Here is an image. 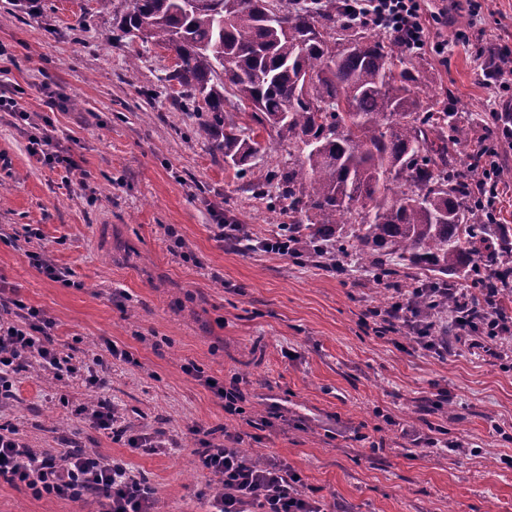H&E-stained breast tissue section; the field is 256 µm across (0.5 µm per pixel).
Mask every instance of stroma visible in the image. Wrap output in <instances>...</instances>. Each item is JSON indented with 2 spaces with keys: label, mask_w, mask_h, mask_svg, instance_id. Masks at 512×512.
<instances>
[{
  "label": "stroma",
  "mask_w": 512,
  "mask_h": 512,
  "mask_svg": "<svg viewBox=\"0 0 512 512\" xmlns=\"http://www.w3.org/2000/svg\"><path fill=\"white\" fill-rule=\"evenodd\" d=\"M95 0H0V95H21L29 122L0 112V287L55 322L63 354L103 362L111 401L131 434L175 439L148 455L112 439L76 408L93 394L82 376L43 383L20 372L18 400L0 425L31 447L58 454L53 431L83 448L130 463L157 490L156 512H208L217 479L195 453L199 431L242 436L239 450L287 463L306 495L329 512H512V371L478 350L438 356L407 327L381 335L364 312L391 295L371 266L345 259L344 273L307 257L261 248L278 226L251 183L288 163V145L262 133L263 150L239 169L194 134L162 83L173 51L154 45L132 60L112 40V15ZM431 24L449 64L422 57V81L438 102L483 114L489 95L473 47L469 0H432ZM64 96L48 110L46 90ZM51 120L54 137L80 164L74 175L27 150ZM243 225L248 243L220 239ZM40 232L22 240L24 227ZM43 253L71 286L48 279L29 258ZM116 343L131 361L112 359ZM236 381L243 414H225L184 371ZM454 442L423 453L414 433ZM95 499L46 500L0 477V512H99Z\"/></svg>",
  "instance_id": "1"
}]
</instances>
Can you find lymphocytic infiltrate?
<instances>
[{
	"mask_svg": "<svg viewBox=\"0 0 512 512\" xmlns=\"http://www.w3.org/2000/svg\"><path fill=\"white\" fill-rule=\"evenodd\" d=\"M344 6L351 19L388 33L411 53L431 52L447 59V42L433 41L430 35L428 0H344ZM478 55L490 92L489 110L502 119L495 140L485 143L483 150L484 169L496 182L503 173L498 146L512 144V102L506 97L512 90V69L500 65L501 60L512 58V47L490 42L480 47ZM435 294L448 300L452 313L479 309L478 323H457L458 342L474 340L501 369H512V314L500 301L474 297L466 288H439ZM366 315L378 322L379 332L389 331L400 321L415 333V341L422 347L431 348L439 356L448 352L447 346L434 345L431 336L422 335V328L429 323L427 314L415 312L406 298L393 297L387 307L367 309ZM54 327V321L42 310L18 298L0 297V409L12 407L16 401L15 377L23 367L34 364L56 378L77 374V367L61 356L54 344ZM81 414L113 438H127L133 448L148 454L167 450L164 441L128 436L108 401L82 408ZM241 440L240 434L228 432L223 443L205 440L198 450L203 465L218 479L211 496V512H324L319 500L302 494L301 480L287 464L275 460L252 464L238 449ZM0 476L24 484L40 498L73 501L94 494L102 498L104 512H154L156 489L125 460L86 451L47 454L29 447L15 431L4 428H0Z\"/></svg>",
	"mask_w": 512,
	"mask_h": 512,
	"instance_id": "lymphocytic-infiltrate-1",
	"label": "lymphocytic infiltrate"
}]
</instances>
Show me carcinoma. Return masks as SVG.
<instances>
[{"label":"carcinoma","instance_id":"1","mask_svg":"<svg viewBox=\"0 0 512 512\" xmlns=\"http://www.w3.org/2000/svg\"><path fill=\"white\" fill-rule=\"evenodd\" d=\"M115 29L118 41L175 52L164 81L211 152L245 166L262 149L258 129L305 146L253 193L280 203L288 232L324 261L368 257L395 288L411 267L425 273L411 289L454 288L459 276L472 288L512 282V226L485 223L481 210L494 186L479 178L480 159L453 162L454 147L478 130L492 138L498 120L424 104L407 50L347 21L336 0H130ZM226 93L252 109L253 126L224 109Z\"/></svg>","mask_w":512,"mask_h":512}]
</instances>
